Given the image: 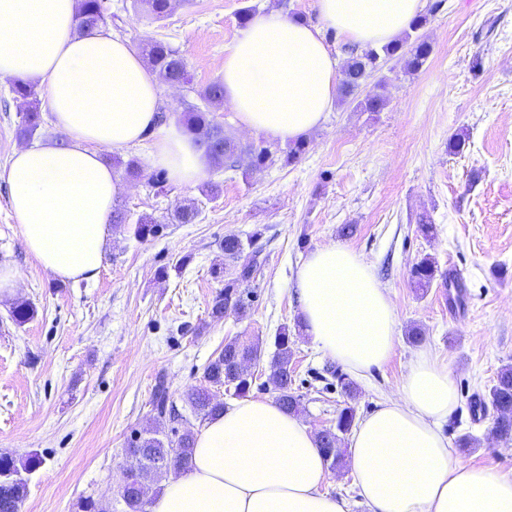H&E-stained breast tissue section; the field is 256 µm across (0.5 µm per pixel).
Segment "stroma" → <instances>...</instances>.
Wrapping results in <instances>:
<instances>
[{
    "label": "stroma",
    "instance_id": "stroma-1",
    "mask_svg": "<svg viewBox=\"0 0 512 512\" xmlns=\"http://www.w3.org/2000/svg\"><path fill=\"white\" fill-rule=\"evenodd\" d=\"M275 7L318 23L316 0H175L162 20L109 0L108 26L130 44L162 40L187 61L188 84L164 87L162 108L180 119L199 104V91L218 81L224 54L240 36L241 7ZM420 29L432 52L414 74L401 61L384 62L365 82L363 95L384 93L379 112L355 111L336 100L308 138L297 163L253 168L241 158L234 171L209 167L200 187L147 183L157 171L148 144L118 152L124 184L116 208L130 221L149 215L163 223L154 238H135L127 224L112 227L95 279L61 281L26 254L0 185V262L19 275L14 298L0 300V453H38L42 466L29 480L20 512H80L86 496L109 492L110 512H122L118 488L131 460L124 454L136 435L153 426L152 395L164 381L174 405L203 381V370L228 342L262 346L252 365L250 395L271 400L273 338L292 326L293 389L301 420L319 431L333 425L345 403L357 415L393 398L420 345L448 367L459 406L443 426L450 444L473 440L459 457L476 465L512 470V441L497 438L493 411L475 412L498 371L512 366V0H426ZM386 88H379V80ZM0 80V167L26 143L61 142L42 117L32 140L17 127L24 106ZM465 133L463 153L448 149ZM137 159L140 179L125 176L123 161ZM194 202L193 223L169 217ZM429 217L436 231L418 229ZM353 234H344L345 225ZM228 234L253 238L260 266L240 286L242 314L217 319L211 302L224 286L214 274L224 265ZM340 243L361 255L391 290L397 334L381 369L355 377V399L339 382L345 366L323 355L297 329L298 266L315 248ZM440 272L427 294L409 283L423 256ZM37 313L17 324L15 301ZM420 329L421 343L410 342Z\"/></svg>",
    "mask_w": 512,
    "mask_h": 512
}]
</instances>
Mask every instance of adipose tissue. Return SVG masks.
<instances>
[{
	"instance_id": "1",
	"label": "adipose tissue",
	"mask_w": 512,
	"mask_h": 512,
	"mask_svg": "<svg viewBox=\"0 0 512 512\" xmlns=\"http://www.w3.org/2000/svg\"><path fill=\"white\" fill-rule=\"evenodd\" d=\"M77 0H0V79L35 80L64 144L16 150L0 181L24 248L53 277L95 278L124 185L106 149L151 142V160L191 186L208 170L194 136L160 120L161 83L128 41L77 33ZM424 0H317L321 26L363 50L397 41ZM321 26L271 9L224 55V102L237 125L280 143L305 138L336 99L339 58ZM303 330L354 374L383 366L395 346L388 288L349 247H318L300 263ZM458 407L447 367L422 347L394 399L365 415L350 466L371 512H512V475L455 456L441 427ZM326 462L308 425L270 400L244 397L195 434L189 466L170 475L150 512H348L325 490Z\"/></svg>"
}]
</instances>
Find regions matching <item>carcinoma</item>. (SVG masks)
Segmentation results:
<instances>
[{
	"label": "carcinoma",
	"instance_id": "carcinoma-1",
	"mask_svg": "<svg viewBox=\"0 0 512 512\" xmlns=\"http://www.w3.org/2000/svg\"><path fill=\"white\" fill-rule=\"evenodd\" d=\"M158 20L169 15L171 0H140ZM103 0H79L76 15L77 31L107 24ZM427 23V17L419 16L411 25V32L391 44L369 48L347 60L342 71L341 92L346 98L356 102L359 112H379L386 104L382 94L358 98L359 89L368 77L380 70L381 62L393 58H405L407 70L415 72L422 68L431 54V46L424 40L412 38V33ZM138 49L151 70L168 84L183 85L189 82L184 57L168 43L151 40L138 44ZM12 93L26 104L25 113L19 126V135L32 137L40 126L41 99L35 84L22 79L12 83ZM207 104L224 101V86L221 82L209 84L199 93ZM182 121L185 130L198 138L199 144L216 166L226 169L235 167L238 156L245 152L250 157V165L263 167L278 160L266 147H243L224 136L220 125L210 119V111L193 105L184 112ZM197 217L195 203L179 206L173 215L177 224H190ZM165 225L157 223L152 217L144 215L134 224L133 234L145 238L159 234ZM224 258L230 262L228 278L224 289L217 292L212 300L211 314L222 318L230 311L244 312L245 306L238 294V286L251 281L257 270V252L247 251L244 241L235 234L224 236L222 243ZM438 275V266L430 256L421 258L410 270V280L415 288L426 291ZM275 350L270 361V380L277 395L276 403L284 411L295 414L302 410L300 396L292 391V340L288 327L282 326L274 336ZM262 348L258 344L243 346L236 342L224 345L216 358L204 368V383L186 391L182 400L190 411L203 421L210 420L224 411V403L215 399L212 389L224 387L233 390L234 395L244 396L250 392L253 375L241 370V365L260 360ZM481 406H491L496 411L493 431L501 439L512 440V366L502 368L495 383L489 389L487 397L479 399ZM155 427L146 432V436L132 441L128 451L141 456V466L130 476L127 488L121 493L124 512H147L149 501L140 498L139 489L147 487L164 474L176 472L186 466L192 455L195 443L194 432L185 430L174 433L170 438L163 435L162 424L166 419L176 418L173 406L169 405V394L164 382H159L152 401ZM356 419L352 406L343 407L336 416L333 432L318 434L319 448L327 464L340 468L345 460L343 448L344 435L351 432ZM43 463L41 456L29 453L22 458L11 454H0V512H20L21 504L27 495L29 475Z\"/></svg>",
	"mask_w": 512,
	"mask_h": 512
}]
</instances>
